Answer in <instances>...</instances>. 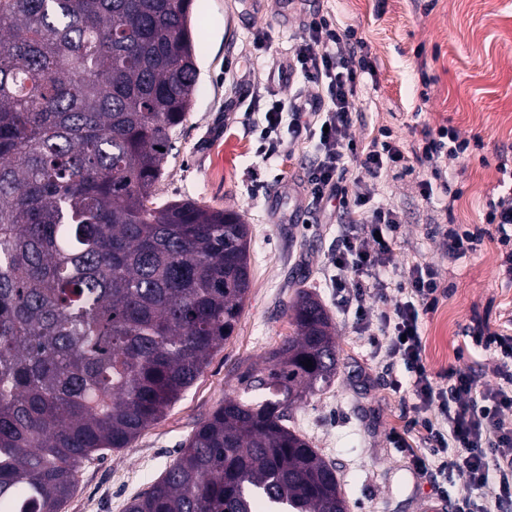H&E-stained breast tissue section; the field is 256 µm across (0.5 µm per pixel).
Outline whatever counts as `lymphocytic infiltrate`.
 Returning <instances> with one entry per match:
<instances>
[{
	"instance_id": "f902f5d3",
	"label": "lymphocytic infiltrate",
	"mask_w": 512,
	"mask_h": 512,
	"mask_svg": "<svg viewBox=\"0 0 512 512\" xmlns=\"http://www.w3.org/2000/svg\"><path fill=\"white\" fill-rule=\"evenodd\" d=\"M307 40L298 44L287 63L271 68L270 82L286 85L295 76L327 87L328 99L300 92L288 100L272 99L264 114L259 150L267 157L281 151L283 136L314 141L313 159L303 185L308 205L325 218L351 225L338 236L329 257L334 273L329 283L336 305L354 317L359 329L372 333L376 349L404 366L408 381L393 379V391L411 393V415L402 430L393 431L396 448L407 453L416 470L435 467L441 474L458 472L464 482L452 512H512V331L476 321L466 331L476 346L498 353L494 386L479 388L473 368H449L447 385H439L426 364L421 319L439 303L440 281L430 266H413L403 281L389 270L398 244L400 217L375 202L382 173L408 171L396 141L377 140L360 150L349 136L361 75L373 65L364 43L351 29H339L313 15L305 24ZM361 170L352 186L342 180L348 162ZM399 300L389 301L390 290ZM486 496H477V489Z\"/></svg>"
}]
</instances>
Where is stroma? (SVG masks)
<instances>
[{"label": "stroma", "mask_w": 512, "mask_h": 512, "mask_svg": "<svg viewBox=\"0 0 512 512\" xmlns=\"http://www.w3.org/2000/svg\"><path fill=\"white\" fill-rule=\"evenodd\" d=\"M313 14L354 29L367 46L374 73L360 81L349 129L359 144L369 145L384 129L407 153L427 131L450 127L460 138H479L464 154L415 166L403 178L379 179L376 199L402 213V245L392 267L404 276L413 265L430 264L448 290L422 323L431 372L478 368L497 358L464 330L474 318L494 325L512 313V283L500 273L503 249L488 238L452 263L441 230L450 222L485 227L490 202L508 190L498 166L512 169V0H192L199 74L193 106L175 131L178 154L158 195L239 213L251 230V288L224 348L130 447L85 463L65 512H79L80 500L93 504V512H126L198 423L240 394V374L265 367L269 351L292 334L291 305L300 289L322 301L340 361L328 386L293 405L290 429L335 466L349 512H448L439 491L452 488L453 478L430 480L390 440L408 411L407 397L388 387L404 376L403 366L390 365L371 336L343 315L328 286L337 226L318 223L307 211L301 221L290 219L311 143L284 142L270 160L258 151L269 70L289 58ZM258 32L266 36L260 49L253 44ZM425 180L433 185L428 198L420 188Z\"/></svg>", "instance_id": "1"}]
</instances>
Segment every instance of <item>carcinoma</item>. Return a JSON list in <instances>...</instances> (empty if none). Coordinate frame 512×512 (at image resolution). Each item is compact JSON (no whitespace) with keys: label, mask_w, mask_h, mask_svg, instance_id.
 <instances>
[{"label":"carcinoma","mask_w":512,"mask_h":512,"mask_svg":"<svg viewBox=\"0 0 512 512\" xmlns=\"http://www.w3.org/2000/svg\"><path fill=\"white\" fill-rule=\"evenodd\" d=\"M191 0H0V512H61L82 465L129 447L224 346L249 228L156 187L193 103ZM294 333L239 377L127 512H348L287 421L336 376L301 291ZM312 361V367L304 366Z\"/></svg>","instance_id":"cac0c4a2"}]
</instances>
